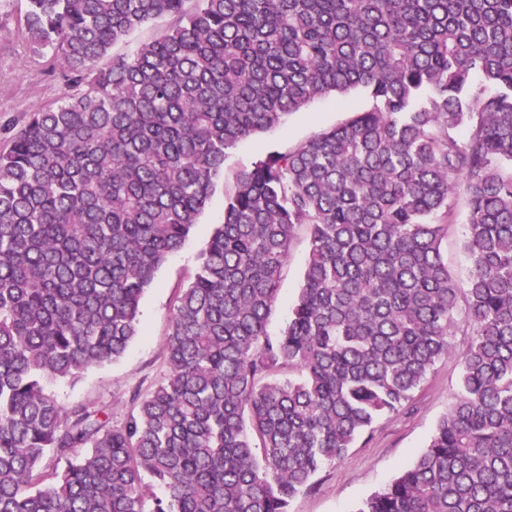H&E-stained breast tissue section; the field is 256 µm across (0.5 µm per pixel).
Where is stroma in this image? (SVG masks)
<instances>
[{
	"mask_svg": "<svg viewBox=\"0 0 512 512\" xmlns=\"http://www.w3.org/2000/svg\"><path fill=\"white\" fill-rule=\"evenodd\" d=\"M28 0H0V151L32 113L57 105L64 93L74 92L63 64L48 50H37L25 29ZM368 99L353 92L330 95L288 116L279 128L241 142L226 167L251 165L271 150L294 147L314 133L344 122L353 112L367 109ZM224 220V193L216 191L185 245L160 269L140 303L142 331L118 361L84 371L76 380H56L49 389L60 403L110 406L113 420L131 408L133 391L148 393L167 374L165 333L178 290L195 271L197 256L216 224ZM308 255L305 232H298L283 271L278 300L269 317L270 336L280 335L298 295ZM469 340L466 328L454 337L457 351L440 359L416 392L414 409L382 418L370 437L359 439L341 460L326 464L315 491L297 497L291 512H353L357 502L390 483L427 446L439 419L448 413L462 371L459 349Z\"/></svg>",
	"mask_w": 512,
	"mask_h": 512,
	"instance_id": "1",
	"label": "stroma"
}]
</instances>
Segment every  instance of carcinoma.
<instances>
[{
    "instance_id": "cac0c4a2",
    "label": "carcinoma",
    "mask_w": 512,
    "mask_h": 512,
    "mask_svg": "<svg viewBox=\"0 0 512 512\" xmlns=\"http://www.w3.org/2000/svg\"><path fill=\"white\" fill-rule=\"evenodd\" d=\"M28 4L32 42L80 92L0 152V512H290L410 409L461 326L453 406L355 512H512V0ZM352 91L368 109L226 171L241 141ZM221 179L167 376L120 423L62 405L47 384L124 355ZM460 192L464 283L443 253ZM302 227L301 285L272 338ZM287 366L299 376L278 379ZM147 477L163 490L149 510Z\"/></svg>"
}]
</instances>
